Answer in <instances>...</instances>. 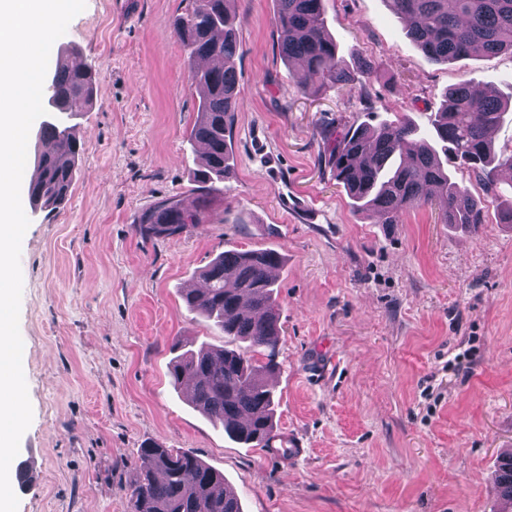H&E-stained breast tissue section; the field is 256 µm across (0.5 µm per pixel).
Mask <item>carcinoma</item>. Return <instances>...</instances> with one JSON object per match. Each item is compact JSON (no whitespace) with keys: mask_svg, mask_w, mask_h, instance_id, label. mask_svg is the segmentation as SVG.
<instances>
[{"mask_svg":"<svg viewBox=\"0 0 512 512\" xmlns=\"http://www.w3.org/2000/svg\"><path fill=\"white\" fill-rule=\"evenodd\" d=\"M174 34L194 60L216 66L197 67L192 88L202 101L191 140L204 148L195 172L198 183L222 182L232 173L231 129L239 108L236 74V14L232 0H185ZM391 13L408 23L414 42L431 59L449 62L475 53L512 52V0H386ZM277 45L292 69L305 74L314 90L349 88L356 73L337 59L329 35L324 0H276ZM97 91L93 70L58 58L43 101L46 119L39 126L44 147L37 155L38 179L28 185L29 202L62 210L67 206L82 152L66 120L92 107ZM506 100L494 91L477 93L466 82L449 88L423 130L406 120L362 124L339 134L321 131L330 145L328 164L363 212H375L384 224H397L410 208L436 205L443 223L478 227L486 223L488 204L496 205L499 223L512 224V199H501L499 177L512 173V144L499 148L489 131L504 121ZM474 175L484 198H475L452 181L448 162ZM206 223L204 210L189 211L169 198L144 212L138 231L145 238L174 237ZM272 249L224 251L201 272L206 287L187 289V308L211 330L246 347L183 349L170 365L176 386L191 390L194 408L224 429L232 440L270 447L275 400L266 376L276 368L281 334L271 270L283 266ZM266 352V361L253 353ZM499 494L512 502V453L504 455L497 477ZM127 494L131 512H242L237 493L224 474L196 455L146 445L139 449Z\"/></svg>","mask_w":512,"mask_h":512,"instance_id":"1","label":"carcinoma"}]
</instances>
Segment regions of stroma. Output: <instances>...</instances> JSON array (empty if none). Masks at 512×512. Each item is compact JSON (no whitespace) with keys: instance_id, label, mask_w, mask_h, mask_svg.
I'll use <instances>...</instances> for the list:
<instances>
[{"instance_id":"stroma-1","label":"stroma","mask_w":512,"mask_h":512,"mask_svg":"<svg viewBox=\"0 0 512 512\" xmlns=\"http://www.w3.org/2000/svg\"><path fill=\"white\" fill-rule=\"evenodd\" d=\"M183 0H86L52 45L97 75L61 211L24 204L19 327L32 406L17 512H129L138 450L189 451L243 512H500L512 451V226L489 208L464 230L427 207L384 224L358 212L325 161L324 129L407 117L421 128L460 82L512 94V53L428 59L384 0H325L349 91L302 92L277 49L275 0H236L234 173L199 188L195 66L173 32ZM173 197L203 227L145 240ZM286 258L270 448L232 442L168 375L180 342L222 346L189 312L225 250ZM464 362H456L459 353ZM304 448L295 455L292 445Z\"/></svg>"}]
</instances>
